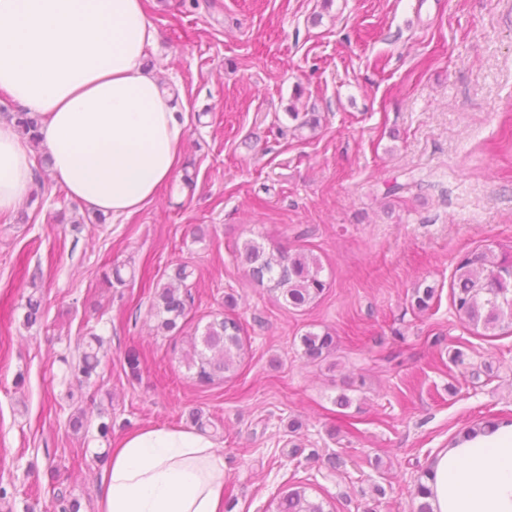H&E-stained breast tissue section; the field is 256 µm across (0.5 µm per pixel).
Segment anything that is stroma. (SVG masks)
I'll return each instance as SVG.
<instances>
[{
  "label": "stroma",
  "instance_id": "stroma-1",
  "mask_svg": "<svg viewBox=\"0 0 512 512\" xmlns=\"http://www.w3.org/2000/svg\"><path fill=\"white\" fill-rule=\"evenodd\" d=\"M143 5L146 62L188 114L195 185L174 177L137 213L95 224L50 174L0 215V512H58L60 490L97 512L98 452L156 425L221 449L231 512H274L300 484L331 512H414L419 477L459 432L512 419V332L474 335L451 301L461 257L512 254V0ZM312 112L319 126L300 127ZM251 239L313 251L323 294L282 306L239 255ZM182 264L194 303L164 336L153 293ZM115 265L125 285L101 287ZM421 283L438 291L423 313ZM34 289L43 315L27 327ZM224 316L241 322L244 353L198 384L189 338ZM312 324L336 334L331 363L302 356ZM91 331L106 355L75 389L66 364Z\"/></svg>",
  "mask_w": 512,
  "mask_h": 512
}]
</instances>
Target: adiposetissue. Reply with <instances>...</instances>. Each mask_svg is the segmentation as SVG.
I'll return each instance as SVG.
<instances>
[{
	"mask_svg": "<svg viewBox=\"0 0 512 512\" xmlns=\"http://www.w3.org/2000/svg\"><path fill=\"white\" fill-rule=\"evenodd\" d=\"M141 0H0V91L40 116L68 198L118 218L182 162L186 116L144 66ZM32 151L0 121V213L30 193ZM434 512H512V428L431 465ZM98 512H224V456L197 433L149 426L112 448Z\"/></svg>",
	"mask_w": 512,
	"mask_h": 512,
	"instance_id": "1",
	"label": "adipose tissue"
}]
</instances>
